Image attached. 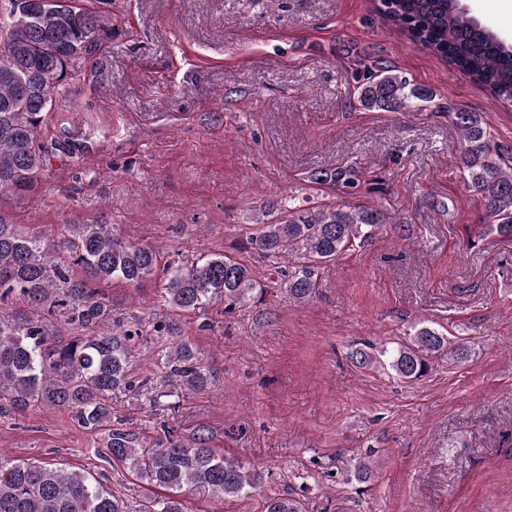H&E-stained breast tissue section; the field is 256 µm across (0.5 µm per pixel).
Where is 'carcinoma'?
<instances>
[{
    "label": "carcinoma",
    "instance_id": "cac0c4a2",
    "mask_svg": "<svg viewBox=\"0 0 512 512\" xmlns=\"http://www.w3.org/2000/svg\"><path fill=\"white\" fill-rule=\"evenodd\" d=\"M379 9L413 41L457 66L500 101L512 103V45L470 17L458 0H380ZM37 16L28 0H0V192L18 198L33 190L49 156L63 148L56 140L40 138L46 115L69 81L112 38V16L82 7L78 0H53L41 25ZM375 70L373 80L361 86V106L411 112L428 101V90L393 67L377 62ZM448 113L465 140L460 162L470 191L482 199L497 234L512 237V149L493 141L479 113L462 108ZM361 177L357 165L344 163L316 171L310 180L352 195ZM254 224L247 238L252 250L277 261L299 258L279 284L295 303L310 300L318 270L348 248L384 229H402L383 207L369 204L300 209L268 202ZM156 276L173 311L203 310L220 297L224 312H232L249 302L254 291H265L248 267L225 253L162 266L155 247L120 239L110 224H73L67 236L51 243L0 218V300L50 310L69 305L72 321L96 329L58 345L34 322L22 327L0 323V400L17 413L39 406L67 408L92 430L111 418L112 392L151 389L154 376L136 378L131 372L135 345L144 340L140 319L123 328L108 326L111 307L100 288L114 280L140 284ZM154 332L165 333L170 341L162 378L187 394L209 388L210 371L197 350L179 339L176 324H157ZM442 355L459 359L466 347L420 321L407 342L376 354L356 347L349 358L360 369L380 366L411 382L425 376L433 359ZM106 450L139 480L170 492L160 501H146L140 512H183L179 493L186 488L230 499L249 494L261 481L255 469L217 453L203 433L188 443L170 439L146 452L134 432L114 428ZM0 512L131 510L84 471L0 454ZM265 512H303V505L275 492L266 496Z\"/></svg>",
    "mask_w": 512,
    "mask_h": 512
}]
</instances>
